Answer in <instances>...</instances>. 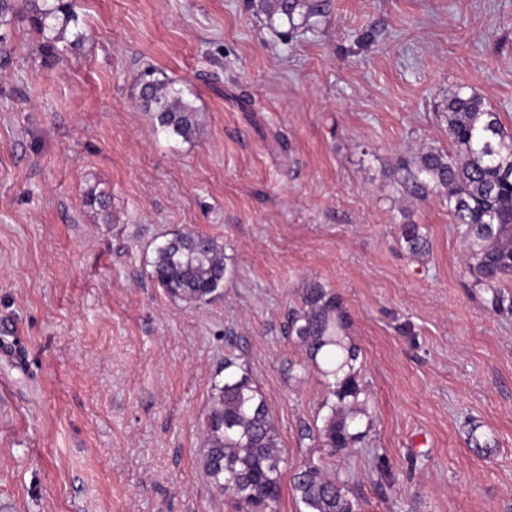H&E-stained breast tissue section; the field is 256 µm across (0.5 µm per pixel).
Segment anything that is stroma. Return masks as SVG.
<instances>
[{
    "label": "stroma",
    "mask_w": 512,
    "mask_h": 512,
    "mask_svg": "<svg viewBox=\"0 0 512 512\" xmlns=\"http://www.w3.org/2000/svg\"><path fill=\"white\" fill-rule=\"evenodd\" d=\"M74 5L86 40L60 63L22 13L0 53V512H236L198 464L229 355L280 437L275 512H299L327 380L284 325L312 281L360 350L367 436L327 466L362 512H512V313L441 196L397 183L448 148L450 92L512 129V0H329L292 34L254 0ZM149 67L193 92L190 139L141 109ZM185 232L223 242L229 269L198 305L150 276Z\"/></svg>",
    "instance_id": "stroma-1"
}]
</instances>
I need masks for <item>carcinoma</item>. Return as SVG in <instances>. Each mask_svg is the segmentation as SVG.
I'll return each mask as SVG.
<instances>
[{
  "mask_svg": "<svg viewBox=\"0 0 512 512\" xmlns=\"http://www.w3.org/2000/svg\"><path fill=\"white\" fill-rule=\"evenodd\" d=\"M17 0H0L2 30L18 14ZM28 19L39 36L43 62L52 65L84 40L71 0H25ZM259 10L279 18L290 28H315L325 16L322 0H260ZM139 101L152 113L156 130L188 137L195 108L184 90L154 77L147 70L139 78ZM446 151L419 154L403 166L400 185L415 198L426 199L446 191L448 210L460 234L472 244L466 254L468 268L492 287L491 305L512 302L499 282L512 279V133L500 115L475 93L456 91L448 96ZM402 236L410 254L426 252L428 243L415 224H406ZM228 269L224 247L216 239L195 233L177 234L160 245L152 262L151 277L172 297L193 303L211 299L224 286ZM352 325L341 297L319 282L302 289L300 303L288 314V335L301 347L314 367L333 378L322 407V426L305 427L301 440L311 448H326L328 455L362 442L358 418L366 414L367 401L359 381L358 348L343 343ZM224 382L213 387L206 419V436L200 456L210 483L229 495L241 512H273L281 496L284 463L273 416L259 388L242 365L224 361ZM292 488L303 512H361L358 499L345 481L329 471L322 460L308 458L293 474Z\"/></svg>",
  "mask_w": 512,
  "mask_h": 512,
  "instance_id": "carcinoma-1",
  "label": "carcinoma"
}]
</instances>
